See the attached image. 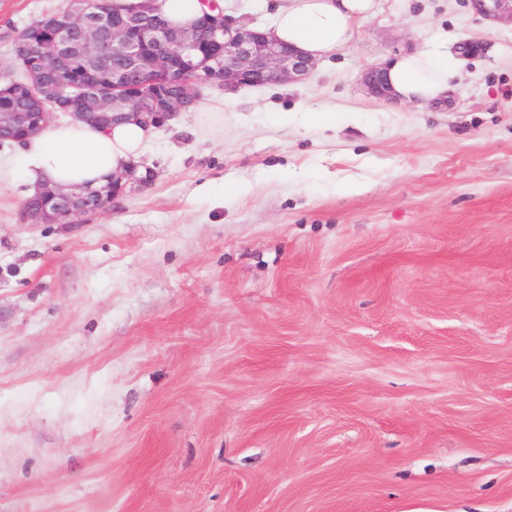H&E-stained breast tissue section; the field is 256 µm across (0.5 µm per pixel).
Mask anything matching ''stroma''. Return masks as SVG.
Here are the masks:
<instances>
[{
    "label": "stroma",
    "instance_id": "1",
    "mask_svg": "<svg viewBox=\"0 0 512 512\" xmlns=\"http://www.w3.org/2000/svg\"><path fill=\"white\" fill-rule=\"evenodd\" d=\"M65 4L0 0V65ZM435 39L442 103L369 94ZM219 97L77 224L0 145V512H512V28L381 0Z\"/></svg>",
    "mask_w": 512,
    "mask_h": 512
}]
</instances>
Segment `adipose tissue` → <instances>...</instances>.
<instances>
[{
	"mask_svg": "<svg viewBox=\"0 0 512 512\" xmlns=\"http://www.w3.org/2000/svg\"><path fill=\"white\" fill-rule=\"evenodd\" d=\"M375 9V0H286L272 33L316 61L346 47L355 21L373 15ZM385 74L393 98L425 104L446 95L458 69L447 50L434 48L398 55ZM149 135L148 129L131 121L107 128L78 120L52 123L25 142L20 173L33 186L46 181L96 185L136 161Z\"/></svg>",
	"mask_w": 512,
	"mask_h": 512,
	"instance_id": "1",
	"label": "adipose tissue"
}]
</instances>
